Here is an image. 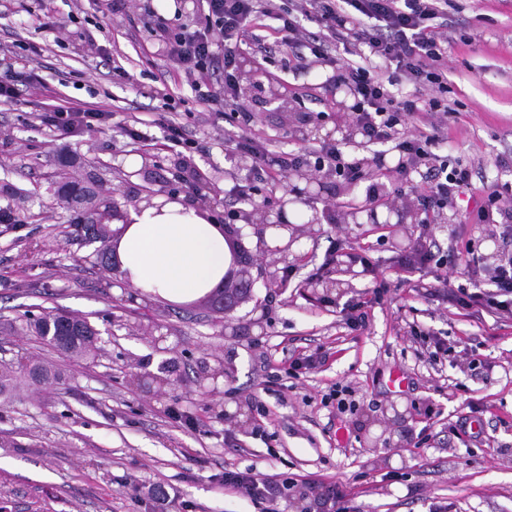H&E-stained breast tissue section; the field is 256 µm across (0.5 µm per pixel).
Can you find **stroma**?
<instances>
[{
    "instance_id": "obj_1",
    "label": "stroma",
    "mask_w": 512,
    "mask_h": 512,
    "mask_svg": "<svg viewBox=\"0 0 512 512\" xmlns=\"http://www.w3.org/2000/svg\"><path fill=\"white\" fill-rule=\"evenodd\" d=\"M200 8V0H126L113 12L103 0H0V42L36 74L19 98L0 101V208L23 216L0 223V365L21 360L51 372L22 376L0 396L8 462L0 512H152L139 489L156 483L178 492L170 512H313L332 486L351 512H512V321L415 292L423 274L400 259L420 226L393 223L399 210L419 213L412 194L390 196L376 173L351 190L320 172L315 196L286 208L291 223L308 226L298 243L264 255L243 226L252 296L227 317L210 296L175 305L131 295L75 205L58 197L59 183L76 178L127 210L198 172L197 190L176 197L220 219L236 185L255 183L250 155L225 150L239 130L220 118L223 104L200 102L191 79L154 52L151 13L191 26ZM448 22L457 112L446 151L478 175L458 211L430 231L444 247L478 246L489 269L499 238L464 214L484 183L512 184V0H448ZM285 56L242 48L240 87L263 88L238 102L270 150L319 147L350 111L339 106L330 67L286 71ZM117 66L128 73L121 84ZM169 90L178 122L207 147L188 161L131 143L112 124L62 138L34 118L66 100L94 103L115 122L149 123ZM372 184L381 193L375 224L360 210ZM340 252L365 254L370 265L337 261ZM378 278L390 284L382 304L348 325L343 305L367 298ZM323 279L335 287H320ZM58 311L97 330L93 355L72 358L31 330L33 319ZM414 325L465 342L487 371L460 369L454 356L431 366ZM317 351L326 355L318 368L285 377L291 361ZM218 365L228 375L205 393L201 370ZM395 372L403 388L391 387ZM338 385L349 387L354 413L323 404ZM468 413L483 422L480 438L452 431ZM252 467L299 483L276 502L225 490V470Z\"/></svg>"
}]
</instances>
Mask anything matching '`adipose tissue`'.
I'll return each mask as SVG.
<instances>
[{"label": "adipose tissue", "mask_w": 512, "mask_h": 512, "mask_svg": "<svg viewBox=\"0 0 512 512\" xmlns=\"http://www.w3.org/2000/svg\"><path fill=\"white\" fill-rule=\"evenodd\" d=\"M115 227L125 280L171 304L210 294L232 263L219 225L177 200L130 211Z\"/></svg>", "instance_id": "1"}]
</instances>
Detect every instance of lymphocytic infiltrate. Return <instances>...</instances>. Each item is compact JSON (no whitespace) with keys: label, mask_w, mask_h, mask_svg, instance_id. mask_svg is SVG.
<instances>
[{"label":"lymphocytic infiltrate","mask_w":512,"mask_h":512,"mask_svg":"<svg viewBox=\"0 0 512 512\" xmlns=\"http://www.w3.org/2000/svg\"><path fill=\"white\" fill-rule=\"evenodd\" d=\"M207 10L192 29L171 26L164 17H154L160 45L158 52L173 60L187 77L207 80L214 66L224 72V98L237 93L239 50L249 23L266 16L277 20L273 48L294 55L309 51L314 59L328 62L336 82L351 86L356 94L352 119L370 142H394L400 155L391 180L411 186L420 206L441 210L454 205L472 188L471 165L449 164L440 150L448 142V124L453 109L448 102V0H206ZM315 17L319 33L303 28L301 21ZM364 48L363 61L345 59L341 47ZM412 85V98H396L391 87ZM40 124L64 134L101 126L110 113L86 102L37 113ZM238 151L252 156L256 174L262 179L285 177L303 163L315 170L333 169L344 182L360 181L358 163L345 161L336 145L327 143L309 154H272L260 142L242 135L235 142ZM422 173V184L412 182ZM508 187L493 184L484 188L481 203L469 215L472 223L501 226L502 248L497 264L488 272L487 282L454 284L448 267L478 265L475 249L449 251L440 255L430 234L420 233L401 263L423 267L441 292L461 307L496 312L512 320V202ZM293 479H280L244 471L226 470L225 489L249 499L270 501L285 496Z\"/></svg>","instance_id":"1"}]
</instances>
